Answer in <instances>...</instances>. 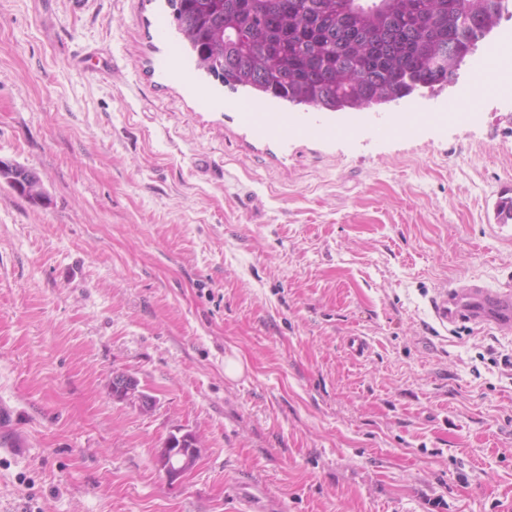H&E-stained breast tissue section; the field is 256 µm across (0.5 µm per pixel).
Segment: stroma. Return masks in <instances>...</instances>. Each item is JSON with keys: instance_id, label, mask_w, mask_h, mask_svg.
Instances as JSON below:
<instances>
[{"instance_id": "stroma-1", "label": "stroma", "mask_w": 512, "mask_h": 512, "mask_svg": "<svg viewBox=\"0 0 512 512\" xmlns=\"http://www.w3.org/2000/svg\"><path fill=\"white\" fill-rule=\"evenodd\" d=\"M486 48L336 116L351 138L278 104L282 144L233 121L253 95L196 69L166 0H0V161L48 195L0 180V512H512V333L431 313L512 287V92L379 133ZM177 428L201 453L173 485ZM112 393L121 401L136 398L144 410L151 409L154 404L153 397L139 389L137 380L129 375L118 374L112 378Z\"/></svg>"}]
</instances>
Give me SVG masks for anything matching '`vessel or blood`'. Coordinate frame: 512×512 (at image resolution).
Segmentation results:
<instances>
[{"label": "vessel or blood", "mask_w": 512, "mask_h": 512, "mask_svg": "<svg viewBox=\"0 0 512 512\" xmlns=\"http://www.w3.org/2000/svg\"><path fill=\"white\" fill-rule=\"evenodd\" d=\"M237 118L258 137L282 141L288 138L287 113L265 107L258 112L238 113ZM431 309L435 320L444 327L466 319L479 326L512 332V290L508 288L490 293L476 284L459 289L443 286L433 296Z\"/></svg>", "instance_id": "vessel-or-blood-1"}]
</instances>
